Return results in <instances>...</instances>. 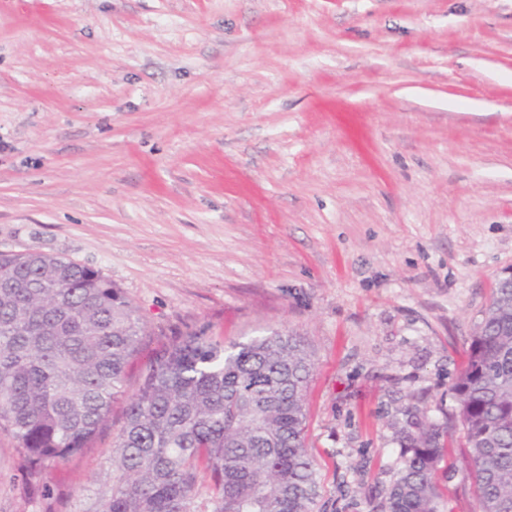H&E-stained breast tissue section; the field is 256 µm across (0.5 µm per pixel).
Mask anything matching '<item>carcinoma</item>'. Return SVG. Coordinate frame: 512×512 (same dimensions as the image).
<instances>
[{"instance_id":"cac0c4a2","label":"carcinoma","mask_w":512,"mask_h":512,"mask_svg":"<svg viewBox=\"0 0 512 512\" xmlns=\"http://www.w3.org/2000/svg\"><path fill=\"white\" fill-rule=\"evenodd\" d=\"M146 335L138 307L99 272L0 254V436L30 471L91 447ZM313 368L305 342L278 330L228 346L194 332L161 348L113 439L112 486L88 512H313ZM451 394L447 426L407 435L382 512H441L455 421L476 512H512V280L495 282Z\"/></svg>"}]
</instances>
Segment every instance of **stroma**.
<instances>
[{
  "label": "stroma",
  "instance_id": "35a3bbf8",
  "mask_svg": "<svg viewBox=\"0 0 512 512\" xmlns=\"http://www.w3.org/2000/svg\"><path fill=\"white\" fill-rule=\"evenodd\" d=\"M98 270L151 334L313 353L317 512H380L512 272V0H0V253ZM92 448L0 512H87Z\"/></svg>",
  "mask_w": 512,
  "mask_h": 512
}]
</instances>
